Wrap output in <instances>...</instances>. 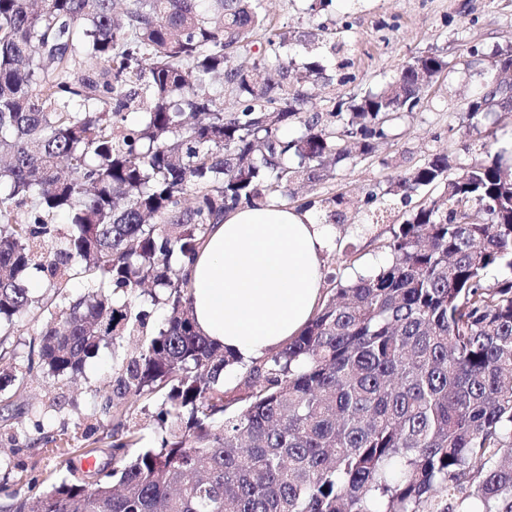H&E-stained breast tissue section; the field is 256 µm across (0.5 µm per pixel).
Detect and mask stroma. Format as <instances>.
Wrapping results in <instances>:
<instances>
[{"instance_id": "obj_1", "label": "stroma", "mask_w": 512, "mask_h": 512, "mask_svg": "<svg viewBox=\"0 0 512 512\" xmlns=\"http://www.w3.org/2000/svg\"><path fill=\"white\" fill-rule=\"evenodd\" d=\"M333 5L331 13L314 17L307 13L305 0H264L269 20L283 32L311 31L321 24L350 26L345 40L356 80L337 85L339 59L324 54V72L307 115L323 110L327 97L382 86L419 51L444 50L450 68L433 84L427 108L398 120L374 154L340 163L333 178L294 185L284 199L288 206L309 208L317 222L330 224L333 242L323 255L322 271L347 284L389 264L386 244L394 230L439 194L437 188L427 187L403 197L395 185L399 172L441 153L447 155L453 175L481 160L488 150L501 152L503 165L512 168V112L470 119L466 104L481 90L486 74L458 65L470 49L489 56L512 46V0H333ZM337 194L345 195L348 203L340 221L332 224L316 202ZM138 352L135 338L101 346L77 374L41 377L21 394L16 382L0 381V431L16 429L23 441L16 452L0 447L5 462L0 468V503L7 502L18 473L47 483L67 477L63 459L41 449V431L63 430L76 444H85L89 424L107 419V399Z\"/></svg>"}]
</instances>
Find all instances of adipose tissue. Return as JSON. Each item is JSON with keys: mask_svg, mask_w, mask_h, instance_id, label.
Listing matches in <instances>:
<instances>
[{"mask_svg": "<svg viewBox=\"0 0 512 512\" xmlns=\"http://www.w3.org/2000/svg\"><path fill=\"white\" fill-rule=\"evenodd\" d=\"M325 225L271 202L214 224L186 268L199 332L244 362L282 347L321 304Z\"/></svg>", "mask_w": 512, "mask_h": 512, "instance_id": "ef3b65f1", "label": "adipose tissue"}]
</instances>
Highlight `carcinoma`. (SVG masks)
<instances>
[{
    "label": "carcinoma",
    "mask_w": 512,
    "mask_h": 512,
    "mask_svg": "<svg viewBox=\"0 0 512 512\" xmlns=\"http://www.w3.org/2000/svg\"><path fill=\"white\" fill-rule=\"evenodd\" d=\"M40 2L0 0V360L12 368L6 337L31 309L46 320L19 391L145 328L144 285L167 316L108 400L95 442L112 463L83 472L71 439L47 434L71 478L43 490L18 478L5 512H512V176L500 154L452 178L434 154L399 176L407 197L443 191L399 225L390 265L331 288L234 397L218 380L239 358L197 330L184 274L226 211L334 176L423 111L448 69L441 51L411 56L382 88L329 98L289 136L323 66L288 57L261 0ZM318 30L345 47L338 29ZM258 34V55L234 63ZM488 68L512 71V48ZM500 84L468 101L471 117L512 108ZM56 213L69 233L51 254ZM493 267L505 277L489 284ZM76 279L90 291L74 300ZM130 394L161 401L153 446L127 461Z\"/></svg>",
    "instance_id": "cac0c4a2"
}]
</instances>
